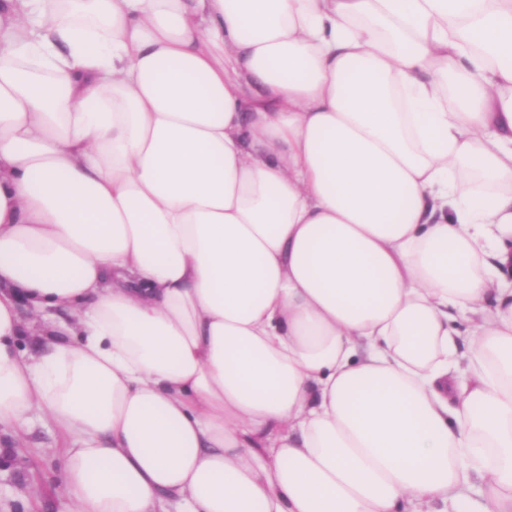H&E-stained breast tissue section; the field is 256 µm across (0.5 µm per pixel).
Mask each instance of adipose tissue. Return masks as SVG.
Listing matches in <instances>:
<instances>
[{"mask_svg": "<svg viewBox=\"0 0 512 512\" xmlns=\"http://www.w3.org/2000/svg\"><path fill=\"white\" fill-rule=\"evenodd\" d=\"M510 266L512 0H0V429L73 512H512Z\"/></svg>", "mask_w": 512, "mask_h": 512, "instance_id": "1", "label": "adipose tissue"}]
</instances>
